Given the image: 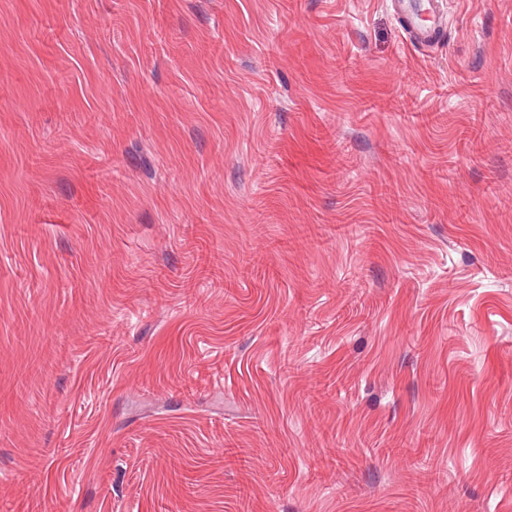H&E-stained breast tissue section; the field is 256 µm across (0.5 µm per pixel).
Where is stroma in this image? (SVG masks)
Returning <instances> with one entry per match:
<instances>
[{
    "instance_id": "1",
    "label": "stroma",
    "mask_w": 512,
    "mask_h": 512,
    "mask_svg": "<svg viewBox=\"0 0 512 512\" xmlns=\"http://www.w3.org/2000/svg\"><path fill=\"white\" fill-rule=\"evenodd\" d=\"M450 2L0 0V512H512V0ZM393 13L401 20L402 30L406 37L420 47H429L437 40L440 28L437 25L424 26L419 22L417 2L413 0H393L391 2Z\"/></svg>"
}]
</instances>
